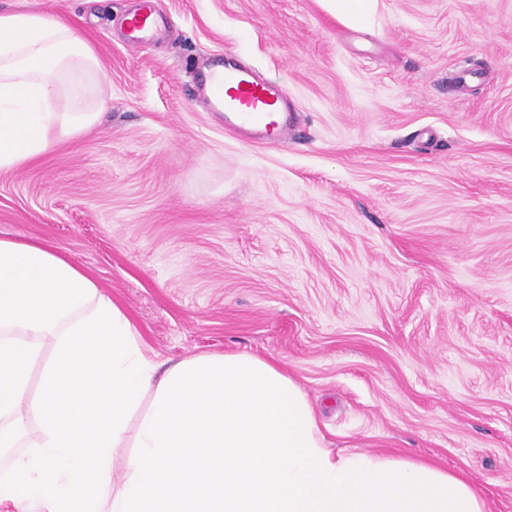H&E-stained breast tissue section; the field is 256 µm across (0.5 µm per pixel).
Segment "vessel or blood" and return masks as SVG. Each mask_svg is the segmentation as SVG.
I'll use <instances>...</instances> for the list:
<instances>
[{
    "mask_svg": "<svg viewBox=\"0 0 512 512\" xmlns=\"http://www.w3.org/2000/svg\"><path fill=\"white\" fill-rule=\"evenodd\" d=\"M159 31L155 0H134L126 23L127 45L138 49ZM209 111L223 114L230 133L267 138L283 132L293 111L285 90L239 63L213 64L197 75Z\"/></svg>",
    "mask_w": 512,
    "mask_h": 512,
    "instance_id": "1",
    "label": "vessel or blood"
}]
</instances>
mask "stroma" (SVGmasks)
Returning a JSON list of instances; mask_svg holds the SVG:
<instances>
[{
    "instance_id": "35a3bbf8",
    "label": "stroma",
    "mask_w": 512,
    "mask_h": 512,
    "mask_svg": "<svg viewBox=\"0 0 512 512\" xmlns=\"http://www.w3.org/2000/svg\"><path fill=\"white\" fill-rule=\"evenodd\" d=\"M0 0L93 44L98 124L0 171V237L50 249L158 361L247 351L302 387L328 448L418 457L512 512V0ZM239 61L297 112L226 135L197 61ZM134 9L126 22L127 46L138 49L152 40L159 31L158 16L155 11V0H132ZM327 8L345 23L369 21L376 7V0H325Z\"/></svg>"
}]
</instances>
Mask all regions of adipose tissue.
Masks as SVG:
<instances>
[{"label": "adipose tissue", "instance_id": "obj_1", "mask_svg": "<svg viewBox=\"0 0 512 512\" xmlns=\"http://www.w3.org/2000/svg\"><path fill=\"white\" fill-rule=\"evenodd\" d=\"M92 45L0 11V170L98 120ZM67 107H59V98ZM0 506L13 512H488L432 463L327 448L301 386L245 351L164 366L78 267L0 237Z\"/></svg>", "mask_w": 512, "mask_h": 512}]
</instances>
